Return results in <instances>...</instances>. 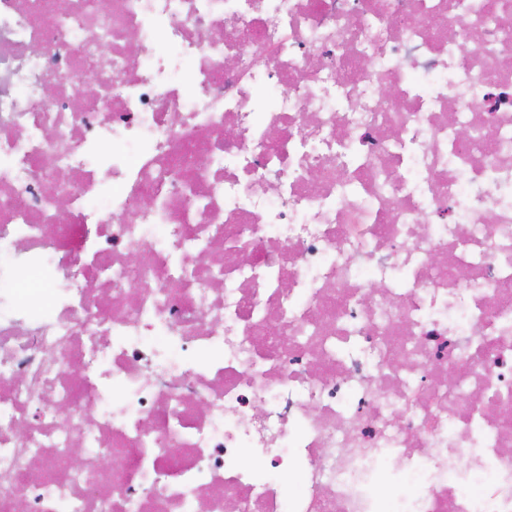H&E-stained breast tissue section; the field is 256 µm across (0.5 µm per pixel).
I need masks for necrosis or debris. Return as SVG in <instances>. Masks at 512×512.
Listing matches in <instances>:
<instances>
[{
  "mask_svg": "<svg viewBox=\"0 0 512 512\" xmlns=\"http://www.w3.org/2000/svg\"><path fill=\"white\" fill-rule=\"evenodd\" d=\"M92 2L0 0V512H512V0Z\"/></svg>",
  "mask_w": 512,
  "mask_h": 512,
  "instance_id": "necrosis-or-debris-1",
  "label": "necrosis or debris"
}]
</instances>
